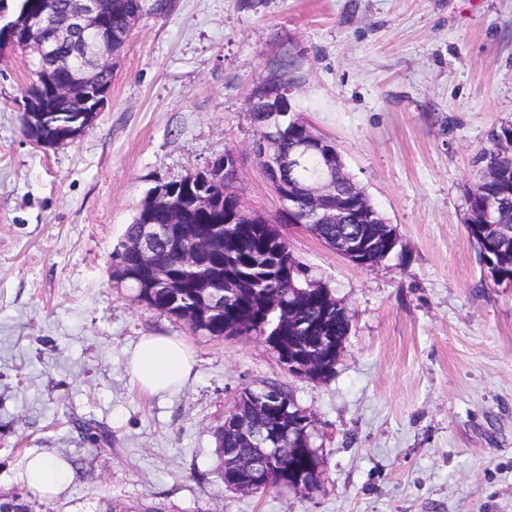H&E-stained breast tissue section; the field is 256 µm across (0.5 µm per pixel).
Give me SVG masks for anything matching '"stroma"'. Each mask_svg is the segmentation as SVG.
<instances>
[{"instance_id":"1","label":"stroma","mask_w":512,"mask_h":512,"mask_svg":"<svg viewBox=\"0 0 512 512\" xmlns=\"http://www.w3.org/2000/svg\"><path fill=\"white\" fill-rule=\"evenodd\" d=\"M92 126L42 148L21 129L29 55L0 57V492L26 463L68 467L35 512L100 501L171 512H512V288L483 277L466 231L475 161L512 123V0H144ZM294 113L336 143L397 227L398 257L359 268L288 233L349 310L334 374L291 376L256 336L194 333L117 283L112 255L147 191L235 149L238 191L280 204L251 151V94L281 58ZM175 336L196 359L177 392L135 386L128 353ZM270 383L310 413L312 496L240 493L215 474L216 428ZM102 438L91 455L88 434Z\"/></svg>"}]
</instances>
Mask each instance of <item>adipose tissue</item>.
<instances>
[{"label":"adipose tissue","mask_w":512,"mask_h":512,"mask_svg":"<svg viewBox=\"0 0 512 512\" xmlns=\"http://www.w3.org/2000/svg\"><path fill=\"white\" fill-rule=\"evenodd\" d=\"M193 369L194 359L186 344L168 336L142 337L128 364L131 380L152 394L179 389L190 378ZM66 478L65 466L53 458L38 456L28 462V484L39 492H58Z\"/></svg>","instance_id":"1"}]
</instances>
